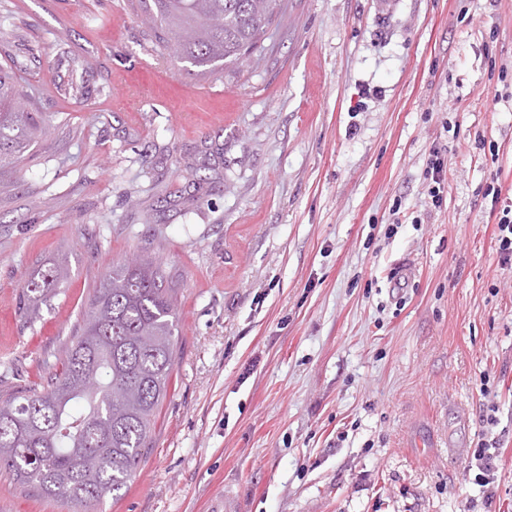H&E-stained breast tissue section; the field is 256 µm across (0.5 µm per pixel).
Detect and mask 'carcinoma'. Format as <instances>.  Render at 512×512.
Returning <instances> with one entry per match:
<instances>
[{"instance_id": "cac0c4a2", "label": "carcinoma", "mask_w": 512, "mask_h": 512, "mask_svg": "<svg viewBox=\"0 0 512 512\" xmlns=\"http://www.w3.org/2000/svg\"><path fill=\"white\" fill-rule=\"evenodd\" d=\"M280 0H138L153 50L174 54L220 79L258 47ZM66 97L85 94L82 61L60 55ZM17 78L0 66V170L14 165L43 131L21 103ZM53 267L28 282L33 302L53 292ZM175 300L165 274L137 260L108 268L81 333L65 345L61 369L37 391L0 393V470L28 493L89 512L128 487L149 445L175 362Z\"/></svg>"}]
</instances>
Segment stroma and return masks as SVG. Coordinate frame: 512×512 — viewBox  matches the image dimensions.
<instances>
[{"label": "stroma", "instance_id": "1", "mask_svg": "<svg viewBox=\"0 0 512 512\" xmlns=\"http://www.w3.org/2000/svg\"><path fill=\"white\" fill-rule=\"evenodd\" d=\"M135 2L0 0V65L48 128L0 171V389L45 387L109 266L145 255L176 359L147 456L97 512L227 491L242 512H512V0H287L218 80L153 54ZM65 51L87 100L57 90ZM0 512L72 508L0 474ZM432 157L433 158L429 162L427 175L435 185L429 190V196L431 197L432 205H434V207H438L440 201L443 199L442 194L445 190V163L444 159L438 155V152L433 153ZM507 207H510V209L503 210L504 215L499 218L496 233V252L503 263H511L512 261V218H508V213H511L512 209L509 205ZM61 272L58 267L45 271L38 280H31L26 286V294L33 302L44 301L52 294L54 285L60 280Z\"/></svg>", "mask_w": 512, "mask_h": 512}]
</instances>
